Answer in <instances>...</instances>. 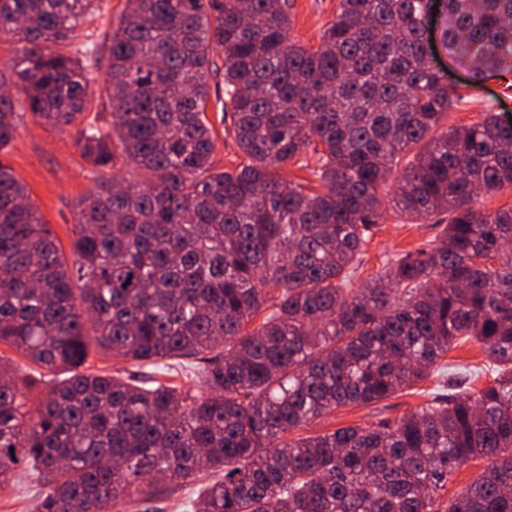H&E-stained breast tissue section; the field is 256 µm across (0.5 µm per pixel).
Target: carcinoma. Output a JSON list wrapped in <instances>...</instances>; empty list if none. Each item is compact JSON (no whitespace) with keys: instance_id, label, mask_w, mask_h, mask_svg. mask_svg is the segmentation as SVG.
<instances>
[{"instance_id":"carcinoma-1","label":"carcinoma","mask_w":512,"mask_h":512,"mask_svg":"<svg viewBox=\"0 0 512 512\" xmlns=\"http://www.w3.org/2000/svg\"><path fill=\"white\" fill-rule=\"evenodd\" d=\"M96 2L0 0L24 92L0 76V155L24 109L73 135L94 184L72 271L0 160V344L67 374L29 409L0 362V489L23 464L47 484L37 512H112L156 496L159 473L212 471L194 512H512V207H477L512 190V125L441 129L460 96L426 28L438 7L457 66L511 75L512 0H339L316 47L290 40L287 0H127L102 87L93 59L63 51ZM215 52L245 156L231 171L212 160ZM313 143L317 187L278 174ZM125 165L142 179L116 184ZM395 168L400 214L448 224L354 285ZM91 335L142 366L188 360L198 386L89 373ZM461 340L492 384L457 371L393 421L288 439L444 373ZM485 465L486 461L479 459L469 463L461 470L452 474L448 479V485L443 491H441L444 499L452 496L466 484L471 483L473 479L483 470Z\"/></svg>"}]
</instances>
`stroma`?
Listing matches in <instances>:
<instances>
[{
    "label": "stroma",
    "mask_w": 512,
    "mask_h": 512,
    "mask_svg": "<svg viewBox=\"0 0 512 512\" xmlns=\"http://www.w3.org/2000/svg\"><path fill=\"white\" fill-rule=\"evenodd\" d=\"M125 3L126 0H105L103 11L96 13L94 20L80 24L74 40L68 45L69 52L75 56L82 55L86 45H93L98 63L92 76L97 82H104L107 77L109 38L120 21ZM288 3L292 40L305 46L318 45L324 28L336 15L339 0H288ZM431 60L446 81L456 85L463 96L462 101L449 111L445 126L478 123L489 112L504 119L512 117V89L505 83L496 78L472 82L465 70L449 62L438 42L433 45ZM223 100L224 61L219 58L210 78L207 114L213 123L215 164L217 168L232 170L243 162L244 157L221 121ZM7 161L26 184L43 223L61 244L67 262H74L72 241L78 200L93 187L79 148L67 134L26 113L18 121ZM394 188V183L390 182L380 192L381 218L364 248L362 263L356 272L357 280L375 277L387 269L395 256L424 247L448 222L447 214L442 213L426 224L410 223L396 212L392 200ZM445 362L448 371H469L475 379V388H483L493 381L489 362L474 342L453 347ZM439 382V377L432 376L386 400L336 408L302 429L292 431L291 436L298 439L342 427L368 426L395 419L425 404ZM210 479V473L206 472L190 483H164L162 492L155 499L126 504L124 512H191V502ZM42 489L35 474L19 472L15 481L0 490V512H34Z\"/></svg>",
    "instance_id": "obj_1"
}]
</instances>
